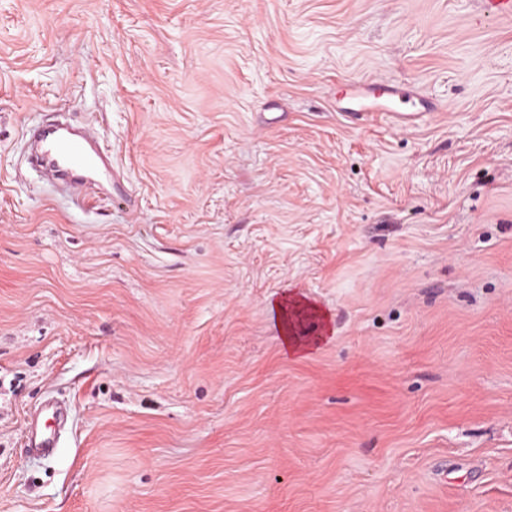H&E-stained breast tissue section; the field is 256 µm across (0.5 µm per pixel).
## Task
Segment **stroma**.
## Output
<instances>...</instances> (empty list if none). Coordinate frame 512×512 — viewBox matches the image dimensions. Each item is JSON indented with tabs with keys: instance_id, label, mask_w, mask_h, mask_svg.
Segmentation results:
<instances>
[{
	"instance_id": "obj_1",
	"label": "stroma",
	"mask_w": 512,
	"mask_h": 512,
	"mask_svg": "<svg viewBox=\"0 0 512 512\" xmlns=\"http://www.w3.org/2000/svg\"><path fill=\"white\" fill-rule=\"evenodd\" d=\"M62 103L98 197L30 162ZM0 512H512V16L0 0ZM349 95L351 98L358 100V108L350 109L354 112H368L370 110L377 112H402L392 107L393 102L398 100V102L404 104L409 101V97L402 86H386L379 87L378 89L370 88L364 92L353 89ZM369 97H373L374 100L369 101ZM382 97L386 98L387 103L382 104L377 102V100ZM301 301L297 298L283 299L282 301L277 300L269 305L271 314L275 315L276 326L279 329L281 335V345L284 351L291 354H298L304 346L301 345L297 336L292 333V319L294 316L300 313L297 308L301 305ZM290 306H293V310H290Z\"/></svg>"
}]
</instances>
